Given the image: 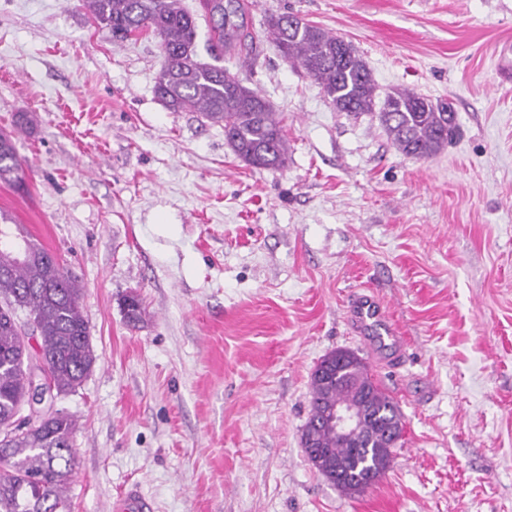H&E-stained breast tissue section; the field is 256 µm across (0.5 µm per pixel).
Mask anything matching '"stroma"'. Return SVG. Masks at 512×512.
Instances as JSON below:
<instances>
[{"label":"stroma","mask_w":512,"mask_h":512,"mask_svg":"<svg viewBox=\"0 0 512 512\" xmlns=\"http://www.w3.org/2000/svg\"><path fill=\"white\" fill-rule=\"evenodd\" d=\"M223 65L283 120L255 169L222 126L154 91L157 39L121 44L76 0H0V130L32 169L0 212L83 289L96 364L57 409L71 512L138 486L155 512H512V0H248ZM351 42L379 92L447 102L459 133L400 153L283 61L269 15ZM373 293L407 338L386 362L350 328ZM138 294L144 317L126 322ZM348 349L403 415L385 474L350 497L307 461L311 374Z\"/></svg>","instance_id":"1"}]
</instances>
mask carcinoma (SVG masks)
Listing matches in <instances>:
<instances>
[{
	"instance_id": "obj_1",
	"label": "carcinoma",
	"mask_w": 512,
	"mask_h": 512,
	"mask_svg": "<svg viewBox=\"0 0 512 512\" xmlns=\"http://www.w3.org/2000/svg\"><path fill=\"white\" fill-rule=\"evenodd\" d=\"M93 22L112 39L142 33L158 39L165 60L154 77L155 92L173 112H198L224 127L235 156L257 169L288 162L282 119L270 102L239 77L199 59L197 20L180 0H81ZM209 27L205 51H232L248 37L242 0H199ZM269 36L280 56L301 67L340 112H375L394 146L403 154H437L458 134L455 115L443 101L409 88L379 97L367 63L354 46L321 26L293 14L270 15ZM29 170L18 156L13 135L0 132V181L26 186ZM29 255L18 259L20 245ZM82 289L62 264L20 225L0 213V512H71L67 480L75 468L76 422L55 409L40 423L16 420L30 396L29 372L41 360L48 386L58 395L75 391L92 372L96 356L81 307ZM128 322L141 321L135 294L123 300ZM25 314L26 320L19 319ZM33 326L35 342L23 337ZM336 380L311 383V414L304 431L314 435L322 463L317 471L349 495L374 485L388 468L392 448L385 432L403 416L359 356L346 360ZM360 403L370 416V436L342 439L328 427L314 428L323 409L336 402Z\"/></svg>"
}]
</instances>
